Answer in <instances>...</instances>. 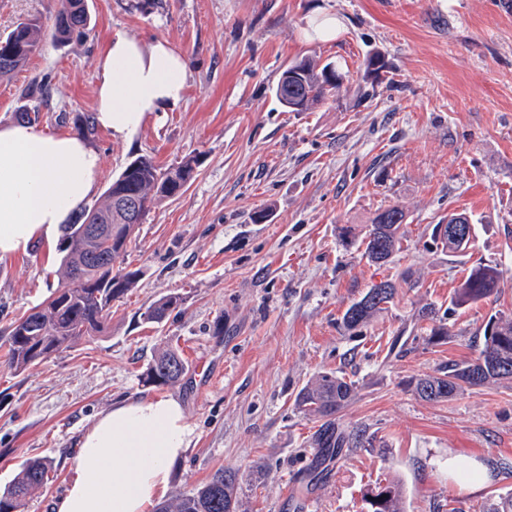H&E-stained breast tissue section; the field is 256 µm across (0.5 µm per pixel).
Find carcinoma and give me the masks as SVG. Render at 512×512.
<instances>
[{"label": "carcinoma", "mask_w": 512, "mask_h": 512, "mask_svg": "<svg viewBox=\"0 0 512 512\" xmlns=\"http://www.w3.org/2000/svg\"><path fill=\"white\" fill-rule=\"evenodd\" d=\"M91 23L87 0H61L49 28L37 16L17 22L9 32L0 35V76L22 69L46 38L63 45L88 34ZM292 66L300 70V77L288 76L290 69H285L275 90L278 101L289 112H307L343 87L344 77L330 63L302 58ZM25 96L38 106L31 113L22 112L21 117L36 120L39 105L49 98V84L33 80L26 87ZM197 165V160L188 158L163 171L151 157L140 156L112 181L101 204L84 209L74 223L63 227L59 251L64 282L45 302L11 324L7 363L14 372L22 373L83 337L107 330L112 320V302L123 298L141 276V271L124 266L132 236L155 202L179 195L195 178ZM119 199L135 200L137 208L130 213L117 206ZM404 224L405 212L396 205L378 212L362 240L365 258L375 264L389 261L401 249ZM432 239L454 254L468 249L452 236L440 234L437 224L432 229ZM499 288L501 275L497 266L480 262L468 268L450 304H477L496 295ZM396 292L392 281L373 285L346 308L343 327L354 331L367 325L393 301ZM181 303V297L165 295L148 307L145 318L161 322ZM439 312L435 304L427 303L417 315V320L432 323L429 339L437 343L449 336ZM185 372L182 356L166 349L153 356L146 383L167 386ZM498 381L512 382V317L496 315L485 325L476 358L451 363L437 375L418 378L414 392L425 401H447L466 387ZM353 392L354 383L338 371L319 376L297 393L296 405L323 420V429L316 439L317 460L337 457L343 449L351 447L352 438L332 428V424ZM51 468L46 459L26 462L11 483L0 490V512H22L26 497L48 483ZM241 483L242 476L237 471L219 469L207 482L177 494L156 512H240ZM363 501L367 512H404L402 489L396 482L367 488Z\"/></svg>", "instance_id": "carcinoma-1"}]
</instances>
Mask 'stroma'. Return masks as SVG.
I'll return each instance as SVG.
<instances>
[{"mask_svg": "<svg viewBox=\"0 0 512 512\" xmlns=\"http://www.w3.org/2000/svg\"><path fill=\"white\" fill-rule=\"evenodd\" d=\"M95 26L57 47L45 41L27 66L0 77V125L32 103L35 125L78 130L94 114L101 42L118 32L167 40L188 61L187 92L150 113L131 140L90 137L102 169L90 204L129 162L163 167L193 157L198 175L158 201L126 255L141 277L112 305L103 335L84 338L26 372L9 370L7 330L58 285L60 254L38 243L0 262V489L33 459L52 462L24 512H52L70 479L83 433L129 398L171 396L194 428L171 471V493L218 469L243 477L240 512H366L365 488H404L405 512H487L512 492V383L466 388L427 402L415 379L469 360L491 315H512V0H88ZM60 0H0V34L35 15L51 24ZM336 33L313 38V21ZM388 63L366 75V55ZM310 57L346 74L347 92L307 112L275 97L285 68ZM407 216L402 247L383 266L362 255L378 210ZM478 226L466 256L433 242L449 213ZM357 240H342L341 227ZM497 264L490 300L450 308L447 342L430 341L416 313L448 306L466 268ZM397 282L394 301L367 328L341 326L347 306L375 283ZM183 303L162 323L144 320L159 297ZM181 352L175 385L143 382L152 356ZM204 362L208 373L192 371ZM354 384L335 425L353 447L315 465L321 422L295 404L330 371ZM482 469L475 490L448 460ZM49 84L45 80H33L25 89V96L31 101H37L38 105L34 107L33 112L25 110L21 112V117L27 120H36L39 118V106L46 103L49 98ZM33 114V117L32 115Z\"/></svg>", "mask_w": 512, "mask_h": 512, "instance_id": "obj_1", "label": "stroma"}]
</instances>
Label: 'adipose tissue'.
<instances>
[{
	"mask_svg": "<svg viewBox=\"0 0 512 512\" xmlns=\"http://www.w3.org/2000/svg\"><path fill=\"white\" fill-rule=\"evenodd\" d=\"M185 73L184 56L167 40L122 33L105 39L97 56V127L132 138L149 113L184 98ZM101 169L100 153L80 133H48L23 122L0 126V261L56 241L93 193ZM193 434L175 398L114 404L83 435L54 512H152L167 497L171 466Z\"/></svg>",
	"mask_w": 512,
	"mask_h": 512,
	"instance_id": "1",
	"label": "adipose tissue"
}]
</instances>
